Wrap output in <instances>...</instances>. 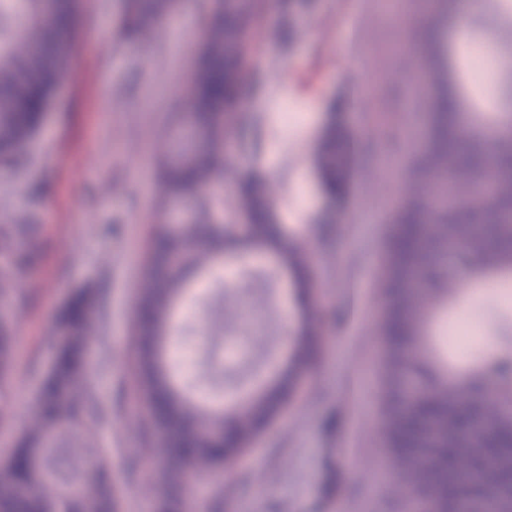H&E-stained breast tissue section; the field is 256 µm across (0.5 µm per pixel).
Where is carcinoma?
Segmentation results:
<instances>
[{
	"label": "carcinoma",
	"instance_id": "obj_1",
	"mask_svg": "<svg viewBox=\"0 0 512 512\" xmlns=\"http://www.w3.org/2000/svg\"><path fill=\"white\" fill-rule=\"evenodd\" d=\"M118 25L134 43L168 14L173 0H122ZM458 0H432L438 22ZM77 0H0V162L19 154L43 123L70 58ZM273 0H209L208 38L196 48L189 112L163 161V203L177 198L191 211L185 224H167L154 239L137 295V319L129 336L134 376L145 409L134 428L144 447H159L152 467L144 456L127 457L124 482L150 481L158 512H215L224 493L260 497L261 476L245 486L219 482L226 461L245 451L290 400L311 357L315 337L338 322L336 308L319 304L309 288L311 257L284 241L276 223L272 187L243 174L235 211L214 223L224 197L204 195L224 181L227 139L241 95L257 28ZM294 19L281 13L279 40L288 44ZM436 26L425 36L419 63L429 88L430 129L423 148L410 158L416 175L389 211L392 241L379 288L384 311L378 325L384 343L377 435L386 463L378 494L398 512H448L469 499L481 512H512V357L494 370L459 376L436 349L435 326L452 312L464 285L455 269L472 268L476 280L512 279V115L496 152L485 155L463 141V121L450 96L452 70ZM203 132L184 141L187 129ZM358 142L340 117L325 127L316 155L320 192L342 202L354 188ZM31 224L0 226V391L13 371L14 326L24 305L15 281L31 262L18 240ZM276 253L279 266L296 277L300 326L280 378L243 406L227 411L204 405L197 390L171 382L164 361L171 343L172 309L190 280L211 269L221 254L249 248ZM245 290L268 307L267 280H247ZM100 291L84 288L61 309L47 344L51 366L42 374L34 409L12 456L0 461V512H119L121 491L106 449L93 446L109 407L93 397L85 354L95 338ZM233 299L220 298L208 319L210 337L224 339L234 319ZM276 342V319L255 345L238 379L257 372ZM491 392L465 404L463 385Z\"/></svg>",
	"mask_w": 512,
	"mask_h": 512
}]
</instances>
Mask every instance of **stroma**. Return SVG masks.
Listing matches in <instances>:
<instances>
[{"label":"stroma","mask_w":512,"mask_h":512,"mask_svg":"<svg viewBox=\"0 0 512 512\" xmlns=\"http://www.w3.org/2000/svg\"><path fill=\"white\" fill-rule=\"evenodd\" d=\"M298 25L288 45L268 44L277 25L270 13L251 48L242 85L237 137L229 154L238 165L264 173L284 203L285 231L312 255L317 291L337 307H355L352 319L313 344L295 400L283 407L249 451L226 468L236 478L263 476V498H225L220 512H397L374 490L380 460L377 395L382 343L376 321L378 281L387 256V213L399 199L406 164L366 153L354 197L330 207L318 189L315 146L329 120V103L342 93L356 102L345 122L363 143L376 137L375 122H396L406 108L397 95L414 73L400 45L428 25L424 8L396 22L383 20L379 0H290ZM502 0H481L467 21L473 39L494 35L502 68L494 96L481 110L512 111V21ZM121 0H80L74 48L47 116L17 163L0 165V225L33 224L25 240L33 263L17 280L25 304L15 330L14 369L0 396V459L34 406L42 370L51 362L47 337L69 295L101 291L96 339L88 355L95 396L111 403L98 447L112 451L122 475L126 451L140 447L133 422L141 410L130 387L127 340L133 299L148 257L160 203L155 155L185 111L195 73L194 49L203 41L201 0H177L174 13L138 44L122 42L115 25ZM306 115L304 124L272 123L274 104ZM281 325L274 358L247 380L228 382L222 403L242 401L276 380L292 347L299 319L295 283L281 272L275 282ZM211 303L189 286L174 308L177 338L196 343L199 371L215 347L202 327L184 323L185 312L207 315Z\"/></svg>","instance_id":"35a3bbf8"}]
</instances>
